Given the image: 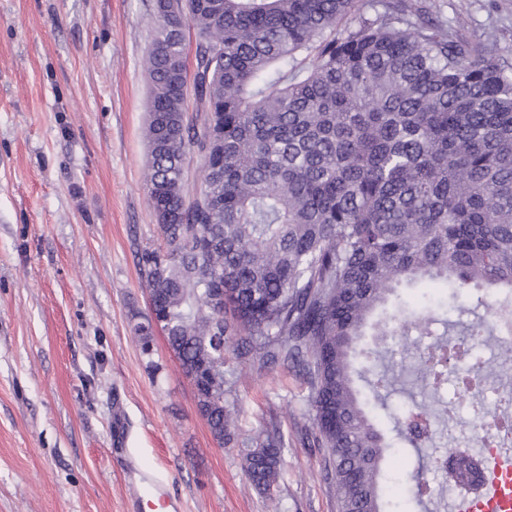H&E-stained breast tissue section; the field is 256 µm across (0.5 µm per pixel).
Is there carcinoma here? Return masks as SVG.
I'll return each mask as SVG.
<instances>
[{
  "mask_svg": "<svg viewBox=\"0 0 512 512\" xmlns=\"http://www.w3.org/2000/svg\"><path fill=\"white\" fill-rule=\"evenodd\" d=\"M356 3L156 0L147 185L163 244L138 266L220 445L236 444L235 366L292 368L338 512H385L388 444L359 382L385 407L393 367L369 351V380L353 361L368 334L427 337L440 320L466 338L451 353L415 346L433 397L451 360L490 371L470 342L512 317V61L410 0H379L360 20ZM189 151L203 160L190 199ZM431 284L474 306L456 321L407 311L400 290ZM415 411L395 428L418 449L433 409ZM250 443L245 475L267 491L283 435L267 425Z\"/></svg>",
  "mask_w": 512,
  "mask_h": 512,
  "instance_id": "1",
  "label": "carcinoma"
}]
</instances>
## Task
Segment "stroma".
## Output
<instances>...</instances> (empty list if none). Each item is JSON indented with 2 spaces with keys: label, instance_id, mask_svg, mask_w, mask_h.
Returning <instances> with one entry per match:
<instances>
[{
  "label": "stroma",
  "instance_id": "35a3bbf8",
  "mask_svg": "<svg viewBox=\"0 0 512 512\" xmlns=\"http://www.w3.org/2000/svg\"><path fill=\"white\" fill-rule=\"evenodd\" d=\"M433 20L512 55V0H427ZM155 0H0V512H127L146 478L166 512H337L324 451L304 444L308 388L291 369L239 367L237 446L219 447L162 332L143 354L149 312L138 254L161 244L145 185L143 59ZM158 371H151V364ZM454 415L436 424L486 432L457 380ZM376 409L390 447L387 512H449L448 480L398 438L395 396ZM276 422L288 439L269 491L244 472L245 444ZM430 494L416 495L415 482Z\"/></svg>",
  "mask_w": 512,
  "mask_h": 512
}]
</instances>
